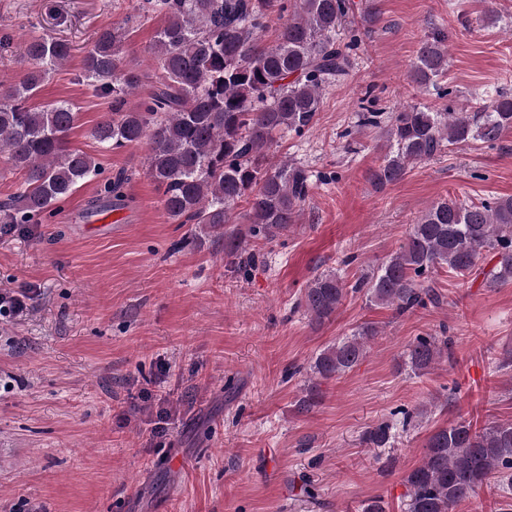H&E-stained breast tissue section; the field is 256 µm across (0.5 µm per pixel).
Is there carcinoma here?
Masks as SVG:
<instances>
[{"label": "carcinoma", "mask_w": 512, "mask_h": 512, "mask_svg": "<svg viewBox=\"0 0 512 512\" xmlns=\"http://www.w3.org/2000/svg\"><path fill=\"white\" fill-rule=\"evenodd\" d=\"M288 15L267 43L269 10ZM141 16L162 21L148 49L155 84L138 104L129 97L145 75L123 51L117 27L101 28L83 58L82 77L99 95L112 98L111 113L92 130L104 149L148 141L146 172L163 187L161 205L174 224H193L199 234L224 237V254L241 258L246 240L271 241L295 223L308 198L311 174L302 166L266 163L276 139L302 134L316 122L323 92L349 74L362 41L353 0H142ZM71 44L47 34L24 41L19 56L32 65L23 78L0 84V155L23 178L20 194L0 203L1 224H40L76 187L101 174L92 155L68 146L77 112L65 100L28 105L44 81L71 53ZM448 70V45L435 34L421 41L410 71L420 89L439 85ZM357 125L383 128L389 143L372 171L378 186L402 179L415 165L447 147L470 141L488 145L512 130V96L489 95L457 112L406 104L383 116L356 113ZM128 177L100 187L99 200L126 205ZM246 202L245 212L237 211ZM242 222L246 232L228 228ZM496 263L489 286L512 283V198L478 204L446 199L432 204L412 225L399 250L370 275L347 286L335 271L316 276L301 304L313 320L336 313L349 292L399 313L439 302L429 276L447 267L459 276L476 268L483 253ZM377 331L366 324L318 354L314 376L328 380L357 366ZM448 336L415 337L404 365L420 375L449 354ZM370 448H392L394 425L367 428ZM512 495V422L480 430L461 420L428 437L421 463L405 479V512H452L490 479Z\"/></svg>", "instance_id": "obj_1"}]
</instances>
